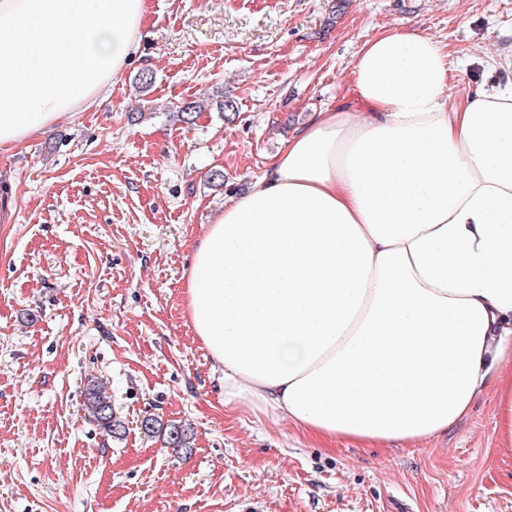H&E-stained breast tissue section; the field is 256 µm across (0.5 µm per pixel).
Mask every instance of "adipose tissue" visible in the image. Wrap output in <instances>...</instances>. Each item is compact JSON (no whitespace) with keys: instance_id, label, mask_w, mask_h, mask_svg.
I'll list each match as a JSON object with an SVG mask.
<instances>
[{"instance_id":"ef3b65f1","label":"adipose tissue","mask_w":512,"mask_h":512,"mask_svg":"<svg viewBox=\"0 0 512 512\" xmlns=\"http://www.w3.org/2000/svg\"><path fill=\"white\" fill-rule=\"evenodd\" d=\"M146 0H0V153L107 99ZM433 38L379 33L197 243L184 306L224 403L417 446L495 389L512 446V89L451 94Z\"/></svg>"}]
</instances>
